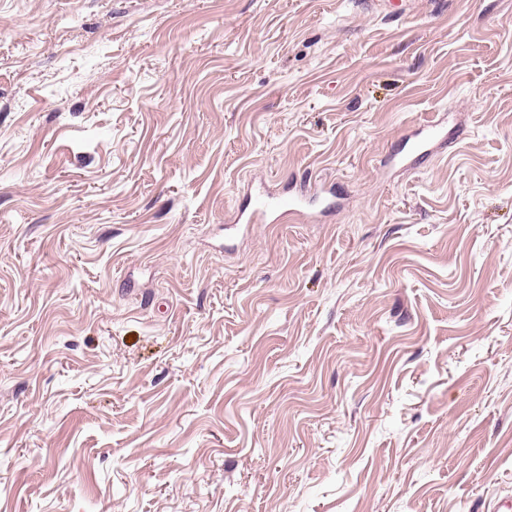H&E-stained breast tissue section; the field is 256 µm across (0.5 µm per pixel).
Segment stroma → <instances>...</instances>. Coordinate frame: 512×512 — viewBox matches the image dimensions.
<instances>
[{"label": "stroma", "mask_w": 512, "mask_h": 512, "mask_svg": "<svg viewBox=\"0 0 512 512\" xmlns=\"http://www.w3.org/2000/svg\"><path fill=\"white\" fill-rule=\"evenodd\" d=\"M502 497L512 0H0V512ZM258 196L261 198L257 206L253 207L250 213L241 212L237 224H253L259 218L274 214H278L277 218L288 215H305L311 218L313 215V203L316 199L314 195L301 194L287 200L261 189L258 190Z\"/></svg>", "instance_id": "obj_1"}]
</instances>
